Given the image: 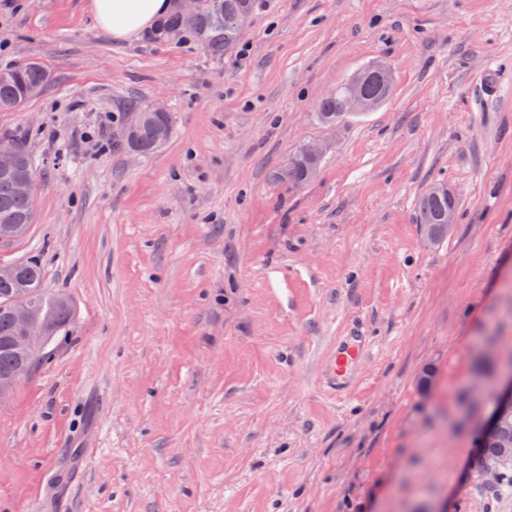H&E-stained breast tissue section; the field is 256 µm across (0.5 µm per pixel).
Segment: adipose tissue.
<instances>
[{
	"mask_svg": "<svg viewBox=\"0 0 512 512\" xmlns=\"http://www.w3.org/2000/svg\"><path fill=\"white\" fill-rule=\"evenodd\" d=\"M171 9L170 0H90L96 25L114 40L133 41L152 28Z\"/></svg>",
	"mask_w": 512,
	"mask_h": 512,
	"instance_id": "ef3b65f1",
	"label": "adipose tissue"
}]
</instances>
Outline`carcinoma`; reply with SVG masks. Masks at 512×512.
I'll return each instance as SVG.
<instances>
[{
  "label": "carcinoma",
  "instance_id": "1",
  "mask_svg": "<svg viewBox=\"0 0 512 512\" xmlns=\"http://www.w3.org/2000/svg\"><path fill=\"white\" fill-rule=\"evenodd\" d=\"M255 0H203L201 8L190 17L170 12L148 34L151 41H169L192 35L202 49L217 54L232 46L239 38L235 27L236 16L243 10H253ZM50 78L48 68L39 61H24L10 68L0 70V110L19 111L28 101L38 96ZM381 74L370 72L363 82L365 94L377 99L382 93ZM346 115V101L342 93L329 92L317 103L320 120L340 118ZM171 113L158 112L137 132L135 139L126 143L147 155L163 144L171 135ZM11 142L18 148L19 173L30 180L36 178V166L25 144L20 138ZM296 154V163L284 166L279 178L293 188L307 184L313 173L318 171L321 160L309 162ZM443 184L430 186L418 199L417 223L423 229L431 230L435 240L448 236V204H458L457 199L441 190ZM34 223L33 199L30 195L18 193L14 180L0 176V242L13 243L26 234ZM19 273L12 279H0V380L21 379L20 366L24 358L12 348L10 341L19 330L8 314L9 307L20 299L31 302L53 320L52 339L54 345L59 335L70 325L72 313L59 302L61 295L47 293L42 288L44 271L41 264L33 259L18 263ZM477 452L472 458L473 470L479 472L498 458L508 446H512V407L502 409L500 425L493 431L483 432L476 438Z\"/></svg>",
  "mask_w": 512,
  "mask_h": 512
}]
</instances>
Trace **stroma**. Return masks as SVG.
<instances>
[{
  "mask_svg": "<svg viewBox=\"0 0 512 512\" xmlns=\"http://www.w3.org/2000/svg\"><path fill=\"white\" fill-rule=\"evenodd\" d=\"M89 0H0V67L50 80L25 135L35 259L73 323L0 403V512H512L468 465L512 341V0H256L238 41L118 44ZM377 110L320 124L371 62ZM164 100L168 141L112 129ZM327 145L307 186L278 173ZM452 186L427 243L416 202ZM371 350L349 396L338 337ZM90 449L76 476L67 460ZM346 115V101L339 92H328L317 103V116L320 120L340 118ZM445 183L433 184L418 199L417 203V222L421 229H429L431 232L424 231L425 239L428 242L440 241L457 224V212L453 208H448L449 203H453L457 209V198L454 188L448 185V192L440 190ZM451 196V197H448ZM448 223L444 224L447 219ZM448 224V225H447ZM369 341L366 336H343L326 360L324 383L336 395H344L351 388L350 379L358 365L367 357Z\"/></svg>",
  "mask_w": 512,
  "mask_h": 512,
  "instance_id": "stroma-1",
  "label": "stroma"
}]
</instances>
